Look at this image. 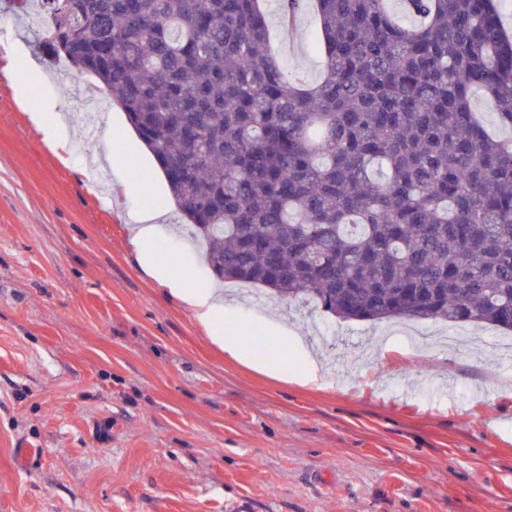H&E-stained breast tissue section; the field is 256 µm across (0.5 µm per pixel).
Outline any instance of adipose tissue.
<instances>
[{
    "label": "adipose tissue",
    "mask_w": 512,
    "mask_h": 512,
    "mask_svg": "<svg viewBox=\"0 0 512 512\" xmlns=\"http://www.w3.org/2000/svg\"><path fill=\"white\" fill-rule=\"evenodd\" d=\"M159 214L145 212L139 214L131 226V242L135 260L150 277L168 287L171 295L190 307L196 319L208 327L211 341L234 358L244 356L242 345L235 339L225 336L221 325L224 321V293L214 285L198 288L182 287L170 270L155 258L158 242L156 227Z\"/></svg>",
    "instance_id": "obj_1"
}]
</instances>
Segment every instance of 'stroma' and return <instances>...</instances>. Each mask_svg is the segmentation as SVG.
I'll use <instances>...</instances> for the list:
<instances>
[{
	"label": "stroma",
	"mask_w": 512,
	"mask_h": 512,
	"mask_svg": "<svg viewBox=\"0 0 512 512\" xmlns=\"http://www.w3.org/2000/svg\"><path fill=\"white\" fill-rule=\"evenodd\" d=\"M317 30L313 0L270 25L309 84ZM43 37L0 0V512H512V339L342 321L228 282L224 332L248 353L230 357L135 261L131 217L174 211L154 158L117 107L77 136L95 81ZM42 103L60 144L30 119ZM157 239L185 287L213 281L201 243L166 222Z\"/></svg>",
	"instance_id": "1"
}]
</instances>
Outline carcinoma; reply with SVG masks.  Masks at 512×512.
<instances>
[{"label":"carcinoma","mask_w":512,"mask_h":512,"mask_svg":"<svg viewBox=\"0 0 512 512\" xmlns=\"http://www.w3.org/2000/svg\"><path fill=\"white\" fill-rule=\"evenodd\" d=\"M57 58L112 92L221 279L342 320L512 334V38L496 0H314L309 86L260 0H36ZM282 22L301 0H276ZM477 99L478 102L476 110L477 112H480L487 129L496 135L511 138L512 129L505 127L498 122L496 113L489 108L486 99L483 96H478Z\"/></svg>","instance_id":"obj_1"}]
</instances>
